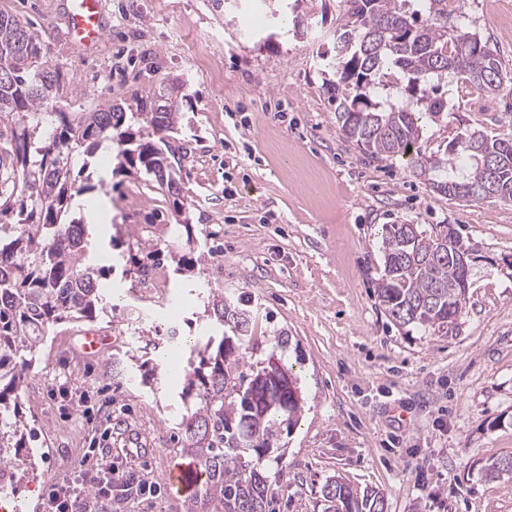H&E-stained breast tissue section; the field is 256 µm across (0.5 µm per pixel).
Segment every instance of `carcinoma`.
Segmentation results:
<instances>
[{"mask_svg":"<svg viewBox=\"0 0 512 512\" xmlns=\"http://www.w3.org/2000/svg\"><path fill=\"white\" fill-rule=\"evenodd\" d=\"M344 23L336 50L322 55L334 76L326 91L336 99L339 131L360 151L377 159L408 158L446 196L474 202L486 188L512 201V138L475 129L448 143V158L422 150L424 127L448 116V100L420 89L452 73L490 96L504 78L487 43L448 26V0H344ZM399 73L407 95L383 90ZM64 88L62 75L44 60L36 32L19 16L0 11V128L10 131L0 153V449L24 448L33 436L19 413L20 392L33 359L25 356L49 328L91 319L109 305L103 282L108 262L89 256L86 225L69 218L76 199L90 193L89 159L117 147L118 167L145 172L179 195L172 141L181 129L178 100L185 84L174 81L136 111L110 101L90 112L45 113ZM55 117L43 126V115ZM384 269L375 294L398 326L413 324L447 336L458 329L466 289L456 251L455 229L440 225L426 233L416 224L382 225ZM212 329L196 338L182 360L183 414L178 430L181 455L205 475L189 497L188 512H268L274 488L265 462L282 431L297 422L301 396L287 368L269 376L266 367L240 370V345L251 341L256 315L224 293L204 301ZM236 334L226 336L224 328ZM485 474H512V454L491 460ZM320 512H385L380 493L355 494L341 479L320 490Z\"/></svg>","mask_w":512,"mask_h":512,"instance_id":"1","label":"carcinoma"}]
</instances>
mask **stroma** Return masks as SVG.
Here are the masks:
<instances>
[{"label":"stroma","instance_id":"obj_1","mask_svg":"<svg viewBox=\"0 0 512 512\" xmlns=\"http://www.w3.org/2000/svg\"><path fill=\"white\" fill-rule=\"evenodd\" d=\"M61 3L0 0L31 24L63 75L57 108L126 106L184 81L178 180L189 225H177L154 181L116 173V157L104 158L93 196L107 200L109 220L90 244L113 255L119 301L94 320L55 326L33 352L22 407L37 436L22 452L28 476L13 489L23 512H39L40 489L87 457L133 470L158 491L125 496L108 512H186L164 481L178 461L182 379L161 358L171 329L185 343L197 336V288L244 297L256 311L244 364L288 338L282 361L298 378L302 411L265 465L274 512H317L321 486L337 476L378 490L386 512H512V475L483 471L512 453V202L438 194L404 161L370 158L342 137L321 60L336 44L342 0H262L250 32L248 0H103L110 27L92 52L66 43ZM511 20L512 0H464L450 16L487 41L508 78L491 97L463 81L441 85L448 117L425 129L426 151L444 152L473 129L512 138ZM386 224H449L472 248L456 334L401 327L385 314L374 288ZM140 239L171 254L166 301L138 299ZM186 253L199 261L181 274L175 259ZM173 305L183 310L175 326ZM87 330L109 334L94 357L79 349Z\"/></svg>","mask_w":512,"mask_h":512}]
</instances>
